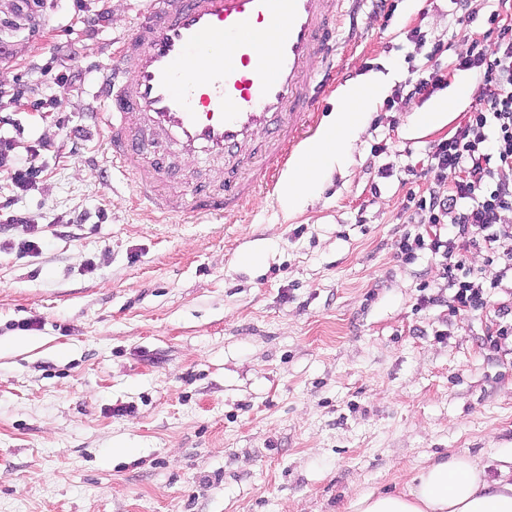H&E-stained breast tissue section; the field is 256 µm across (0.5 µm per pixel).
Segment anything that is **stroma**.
<instances>
[{
	"label": "stroma",
	"instance_id": "1",
	"mask_svg": "<svg viewBox=\"0 0 512 512\" xmlns=\"http://www.w3.org/2000/svg\"><path fill=\"white\" fill-rule=\"evenodd\" d=\"M391 2L339 22L344 82L392 80L318 199L197 223L155 220L90 118L137 0H0V134L41 170L24 193L0 173V512H350L454 455L499 479L512 345L486 344L490 313L421 306L433 260L396 257L407 192L472 106L413 122L461 79L462 37L448 0ZM437 42L443 85L396 100ZM224 175L183 162L171 186Z\"/></svg>",
	"mask_w": 512,
	"mask_h": 512
}]
</instances>
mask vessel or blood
I'll return each mask as SVG.
<instances>
[{"label": "vessel or blood", "instance_id": "obj_1", "mask_svg": "<svg viewBox=\"0 0 512 512\" xmlns=\"http://www.w3.org/2000/svg\"><path fill=\"white\" fill-rule=\"evenodd\" d=\"M361 0H143L118 54L100 74L96 119L112 166L149 209L199 218L243 210L273 188L336 89L337 18ZM257 144L263 165L249 180L187 198L161 194L169 177L156 153L226 158Z\"/></svg>", "mask_w": 512, "mask_h": 512}]
</instances>
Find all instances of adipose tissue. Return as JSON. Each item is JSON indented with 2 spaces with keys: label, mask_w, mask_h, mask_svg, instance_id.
Here are the masks:
<instances>
[{
  "label": "adipose tissue",
  "mask_w": 512,
  "mask_h": 512,
  "mask_svg": "<svg viewBox=\"0 0 512 512\" xmlns=\"http://www.w3.org/2000/svg\"><path fill=\"white\" fill-rule=\"evenodd\" d=\"M387 80L369 74L343 86L339 107L320 132L294 158L279 187L280 198L297 208L314 198L322 173L345 166L350 149L365 128V114L383 95ZM351 512H512V469L502 468L495 483H487L470 459L454 456L423 468L407 492L366 494L350 505Z\"/></svg>",
  "instance_id": "1"
}]
</instances>
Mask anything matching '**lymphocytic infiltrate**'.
I'll use <instances>...</instances> for the list:
<instances>
[{"label":"lymphocytic infiltrate","mask_w":512,"mask_h":512,"mask_svg":"<svg viewBox=\"0 0 512 512\" xmlns=\"http://www.w3.org/2000/svg\"><path fill=\"white\" fill-rule=\"evenodd\" d=\"M463 40L455 67L482 75L485 90L466 123L434 145L429 171L435 187L408 195L400 217L411 229L398 241L396 256L406 264L422 254L434 260L438 276L422 283L421 305H446L453 317L494 309L498 319L486 341L495 348L512 335V224L504 219L512 211V32ZM473 252L497 266L494 278L470 264ZM442 281L444 296L434 292Z\"/></svg>","instance_id":"1"}]
</instances>
